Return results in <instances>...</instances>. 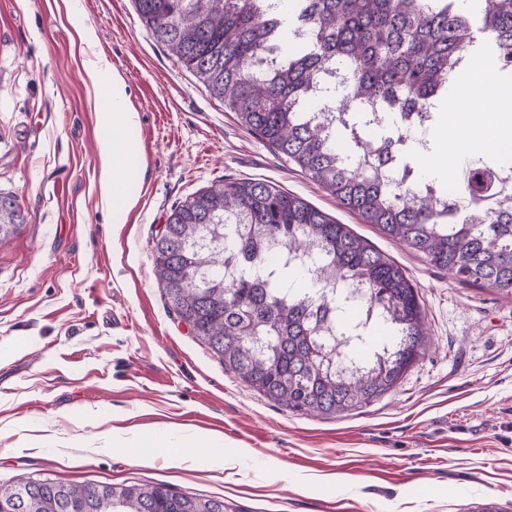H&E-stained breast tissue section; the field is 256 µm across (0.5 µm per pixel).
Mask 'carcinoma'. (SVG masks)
Here are the masks:
<instances>
[{
	"label": "carcinoma",
	"instance_id": "carcinoma-1",
	"mask_svg": "<svg viewBox=\"0 0 512 512\" xmlns=\"http://www.w3.org/2000/svg\"><path fill=\"white\" fill-rule=\"evenodd\" d=\"M156 41L245 129L363 223L462 283L512 297V157L464 163L452 190L414 174L467 56L512 79V0H133ZM414 112L423 126L403 116ZM25 222L0 195V243ZM268 246L284 258L257 266ZM163 296L224 368L300 414L365 406L429 344L417 288L346 224L262 180L171 210L156 237ZM309 287L296 288V277ZM16 512H224L171 485L44 477Z\"/></svg>",
	"mask_w": 512,
	"mask_h": 512
}]
</instances>
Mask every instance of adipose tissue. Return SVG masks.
<instances>
[{"instance_id": "obj_1", "label": "adipose tissue", "mask_w": 512, "mask_h": 512, "mask_svg": "<svg viewBox=\"0 0 512 512\" xmlns=\"http://www.w3.org/2000/svg\"><path fill=\"white\" fill-rule=\"evenodd\" d=\"M457 85L459 92L451 107L464 110L467 121L454 130L452 138L430 140L424 153L425 176L444 178L457 171L465 159L512 150V96L497 91L488 72L478 63L467 66L459 74ZM108 121L116 135L100 148V197L105 203L128 208L132 200L124 186L140 169L133 162L138 148L132 141L123 139L122 133L135 124L136 115L119 104Z\"/></svg>"}]
</instances>
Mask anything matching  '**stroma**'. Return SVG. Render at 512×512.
<instances>
[{"label": "stroma", "mask_w": 512, "mask_h": 512, "mask_svg": "<svg viewBox=\"0 0 512 512\" xmlns=\"http://www.w3.org/2000/svg\"><path fill=\"white\" fill-rule=\"evenodd\" d=\"M99 58L119 76L107 91L88 78ZM115 97L138 115L128 210L98 197ZM239 179L304 199L404 268L430 344L392 391L290 412L169 308L157 232L192 194ZM0 192L26 217L0 244V485L167 483L226 512H512V298L340 207L211 97L132 0H0Z\"/></svg>", "instance_id": "35a3bbf8"}]
</instances>
